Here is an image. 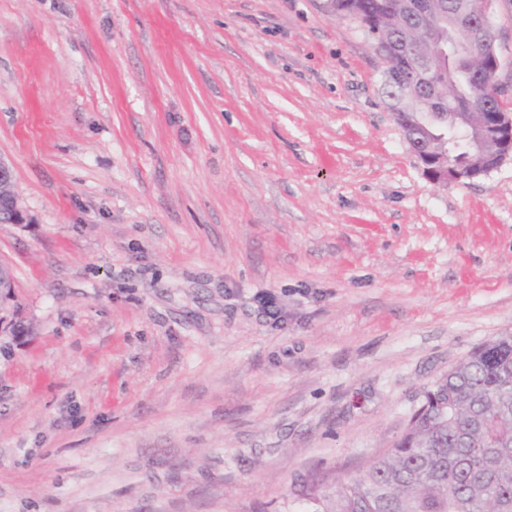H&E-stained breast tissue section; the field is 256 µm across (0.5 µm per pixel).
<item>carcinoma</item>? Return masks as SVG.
Here are the masks:
<instances>
[{"mask_svg": "<svg viewBox=\"0 0 512 512\" xmlns=\"http://www.w3.org/2000/svg\"><path fill=\"white\" fill-rule=\"evenodd\" d=\"M396 0H328L338 17L358 21L377 43L397 36L433 67L437 55L422 31L403 28ZM469 80L447 81L409 117L412 140L435 148L430 112H454L466 127L492 120L469 111ZM307 512H512V336H497L468 353L424 394L400 439L360 474L311 477L295 491Z\"/></svg>", "mask_w": 512, "mask_h": 512, "instance_id": "1", "label": "carcinoma"}]
</instances>
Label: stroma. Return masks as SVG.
Segmentation results:
<instances>
[{
	"instance_id": "35a3bbf8",
	"label": "stroma",
	"mask_w": 512,
	"mask_h": 512,
	"mask_svg": "<svg viewBox=\"0 0 512 512\" xmlns=\"http://www.w3.org/2000/svg\"><path fill=\"white\" fill-rule=\"evenodd\" d=\"M383 68L325 0H0V512H300L512 335V158L434 184ZM12 168L11 165L4 159L0 158V186H6L10 188V191L6 198L7 208L4 212V220L1 221L0 211V223L2 224H28L31 223L32 219L24 207L20 204L19 198L14 191V185L12 182ZM10 280L7 274V266L0 264V335L1 336H13V330L17 321H20L26 330L28 327L24 324L21 318H19L18 311L4 298L10 288H12Z\"/></svg>"
}]
</instances>
